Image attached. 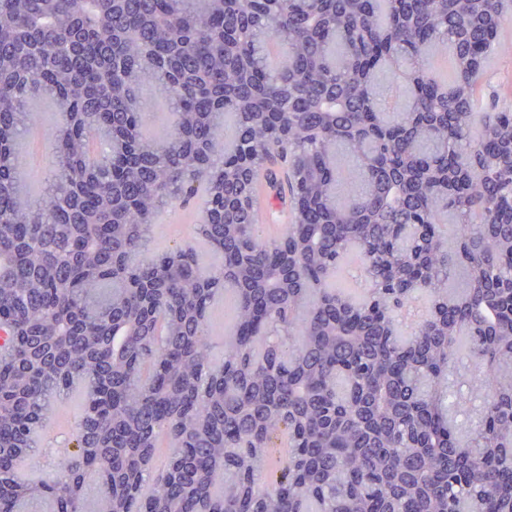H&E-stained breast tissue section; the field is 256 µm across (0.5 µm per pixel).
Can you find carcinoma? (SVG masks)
<instances>
[{
	"label": "carcinoma",
	"instance_id": "1",
	"mask_svg": "<svg viewBox=\"0 0 512 512\" xmlns=\"http://www.w3.org/2000/svg\"><path fill=\"white\" fill-rule=\"evenodd\" d=\"M503 13L0 0V512H83L90 478L95 512H512V110L484 97ZM33 97L59 115L38 200L14 166ZM201 189L209 269L151 247ZM66 400L43 478L37 438Z\"/></svg>",
	"mask_w": 512,
	"mask_h": 512
}]
</instances>
